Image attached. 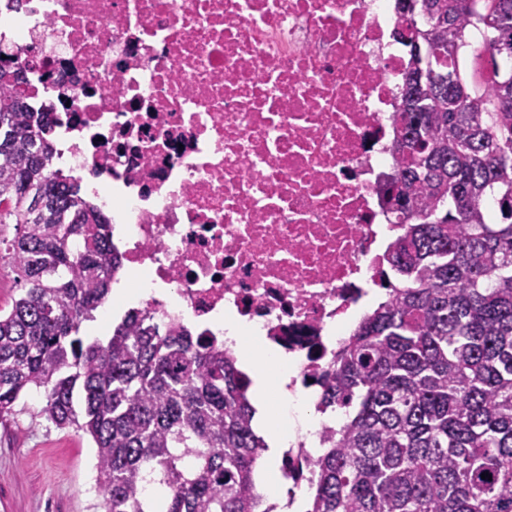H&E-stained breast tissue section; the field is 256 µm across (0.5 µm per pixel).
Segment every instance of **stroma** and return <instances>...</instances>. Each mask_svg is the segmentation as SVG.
<instances>
[{"label":"stroma","mask_w":512,"mask_h":512,"mask_svg":"<svg viewBox=\"0 0 512 512\" xmlns=\"http://www.w3.org/2000/svg\"><path fill=\"white\" fill-rule=\"evenodd\" d=\"M0 427V512H95L98 496L94 443L74 428L57 429L29 412Z\"/></svg>","instance_id":"stroma-1"}]
</instances>
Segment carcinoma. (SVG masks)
<instances>
[{
  "label": "carcinoma",
  "mask_w": 512,
  "mask_h": 512,
  "mask_svg": "<svg viewBox=\"0 0 512 512\" xmlns=\"http://www.w3.org/2000/svg\"><path fill=\"white\" fill-rule=\"evenodd\" d=\"M396 3L417 34L382 187L398 284L337 354L321 409L347 417L312 460L307 512H512V0ZM473 25L479 86L460 58ZM48 114L0 65V266L19 285L0 309V422L37 393L33 418L88 434L103 512H262L268 445L224 345L140 309L85 333L121 263L108 217L51 172Z\"/></svg>",
  "instance_id": "cac0c4a2"
}]
</instances>
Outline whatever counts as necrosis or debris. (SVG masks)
Masks as SVG:
<instances>
[{
	"instance_id": "obj_1",
	"label": "necrosis or debris",
	"mask_w": 512,
	"mask_h": 512,
	"mask_svg": "<svg viewBox=\"0 0 512 512\" xmlns=\"http://www.w3.org/2000/svg\"><path fill=\"white\" fill-rule=\"evenodd\" d=\"M393 0H0L57 159L156 323L234 314L321 392L379 290L408 57Z\"/></svg>"
}]
</instances>
